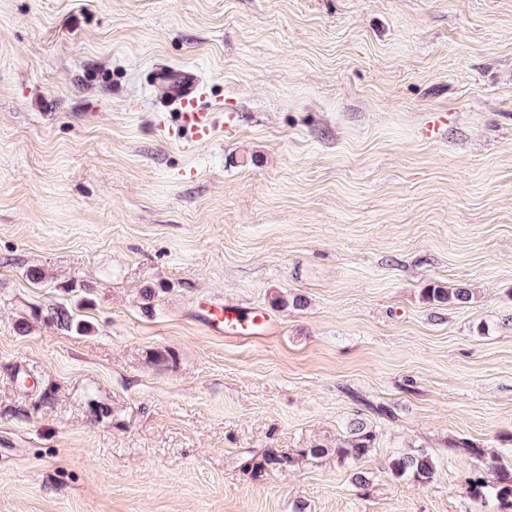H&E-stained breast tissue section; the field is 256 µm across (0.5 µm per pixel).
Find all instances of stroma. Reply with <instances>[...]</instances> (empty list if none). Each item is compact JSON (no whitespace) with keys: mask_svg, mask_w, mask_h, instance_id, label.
Segmentation results:
<instances>
[{"mask_svg":"<svg viewBox=\"0 0 512 512\" xmlns=\"http://www.w3.org/2000/svg\"><path fill=\"white\" fill-rule=\"evenodd\" d=\"M506 434L512 0H0V512H475L454 443ZM419 449L431 483L390 475ZM153 83L164 89L163 103L178 115V132L198 142L213 138V112L207 101V87L190 71H174L166 67L154 70ZM204 307L199 320L214 336L258 338L272 334L275 327L264 311L213 302ZM352 440L350 448H338L336 449V455L342 461L345 459L359 460L372 448L374 435L372 431L367 430L364 423H358L352 430ZM297 459L283 454L276 448H268L260 457H251L246 459L242 467L246 471L254 474H261L266 470L284 469L288 466H294Z\"/></svg>","mask_w":512,"mask_h":512,"instance_id":"1","label":"stroma"}]
</instances>
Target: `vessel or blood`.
I'll return each mask as SVG.
<instances>
[{"label":"vessel or blood","mask_w":512,"mask_h":512,"mask_svg":"<svg viewBox=\"0 0 512 512\" xmlns=\"http://www.w3.org/2000/svg\"><path fill=\"white\" fill-rule=\"evenodd\" d=\"M153 82L163 89L165 107L177 113L179 132L198 142L213 138L215 126L207 87L195 73L160 67L154 71ZM199 319L215 336L258 338L274 330L267 313L236 305L206 303Z\"/></svg>","instance_id":"vessel-or-blood-1"}]
</instances>
